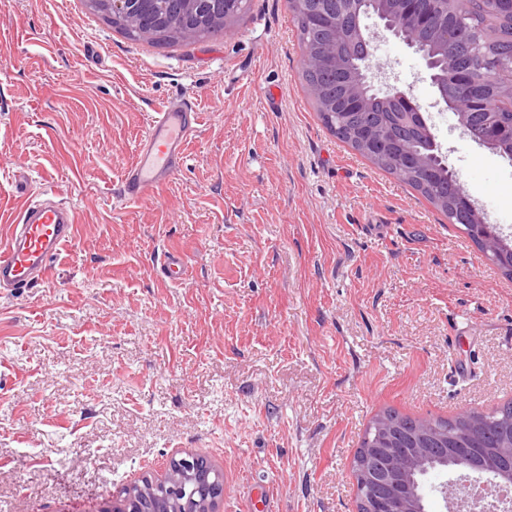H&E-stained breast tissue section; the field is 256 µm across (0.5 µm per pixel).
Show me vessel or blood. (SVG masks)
Segmentation results:
<instances>
[{
	"instance_id": "b4317fda",
	"label": "vessel or blood",
	"mask_w": 512,
	"mask_h": 512,
	"mask_svg": "<svg viewBox=\"0 0 512 512\" xmlns=\"http://www.w3.org/2000/svg\"><path fill=\"white\" fill-rule=\"evenodd\" d=\"M199 126V114L191 102L169 99L150 114L139 140L133 163L122 181L121 194L131 202L147 200L159 187L182 171L186 147ZM78 218L73 207L53 190L29 193L17 223L7 225L0 241V285L23 291L44 283L52 261L74 243ZM172 283L186 280L189 267L182 254L166 252L161 265Z\"/></svg>"
}]
</instances>
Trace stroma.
Masks as SVG:
<instances>
[{
	"mask_svg": "<svg viewBox=\"0 0 512 512\" xmlns=\"http://www.w3.org/2000/svg\"><path fill=\"white\" fill-rule=\"evenodd\" d=\"M373 61L512 234V161L462 135L413 49L386 33ZM301 69L287 0L168 45L90 0H0V229L47 181L81 215L44 284L0 289V512H112L188 453L222 473V512L255 486L274 512H356L377 413L512 401V278L331 133ZM175 96L202 114L187 165L126 202L146 120ZM161 270L164 278L171 283L183 282L189 273L184 256L177 251H168L164 254Z\"/></svg>",
	"mask_w": 512,
	"mask_h": 512,
	"instance_id": "stroma-1",
	"label": "stroma"
}]
</instances>
